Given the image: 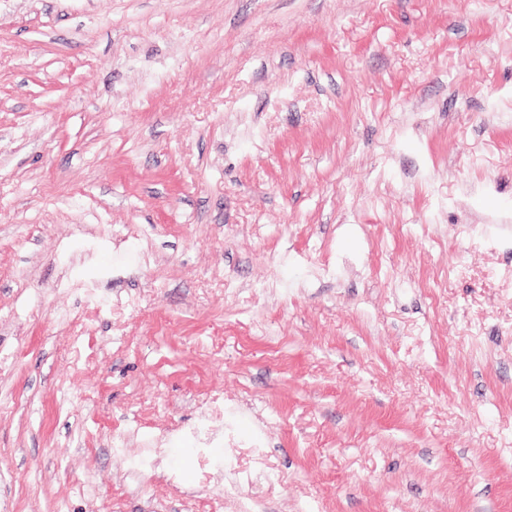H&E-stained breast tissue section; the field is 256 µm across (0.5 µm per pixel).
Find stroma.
Returning <instances> with one entry per match:
<instances>
[{"instance_id": "stroma-1", "label": "stroma", "mask_w": 512, "mask_h": 512, "mask_svg": "<svg viewBox=\"0 0 512 512\" xmlns=\"http://www.w3.org/2000/svg\"><path fill=\"white\" fill-rule=\"evenodd\" d=\"M3 502L512 512V0H0ZM224 415V396L213 394L197 420L179 429L181 439L195 449L199 468L206 477L209 470L224 471L226 467H232V454L224 452V457L220 458L214 455V448H240L241 444H248L249 448H263L257 437L243 440Z\"/></svg>"}]
</instances>
